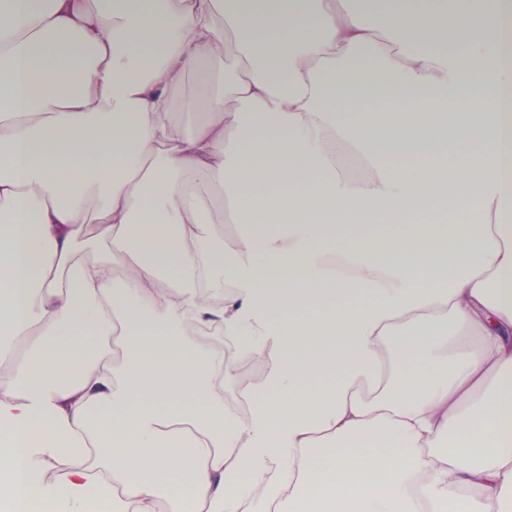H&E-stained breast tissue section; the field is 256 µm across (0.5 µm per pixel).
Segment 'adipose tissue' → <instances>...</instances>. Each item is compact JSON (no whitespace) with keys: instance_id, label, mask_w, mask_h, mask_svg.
<instances>
[{"instance_id":"adipose-tissue-1","label":"adipose tissue","mask_w":512,"mask_h":512,"mask_svg":"<svg viewBox=\"0 0 512 512\" xmlns=\"http://www.w3.org/2000/svg\"><path fill=\"white\" fill-rule=\"evenodd\" d=\"M390 7L0 0L6 512H512V0ZM213 71L214 69L211 64L204 63L199 68L193 70L180 86L171 91L174 104L173 118L177 125L183 126L184 103L211 79ZM392 91L389 87L377 77H372L356 83H344L336 86V94L338 95H361L367 99L379 97L382 92Z\"/></svg>"}]
</instances>
